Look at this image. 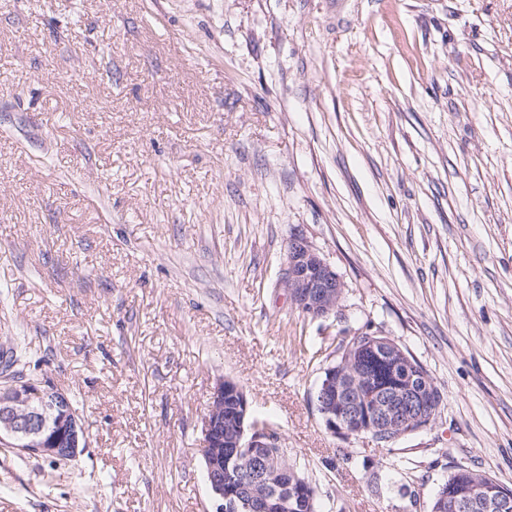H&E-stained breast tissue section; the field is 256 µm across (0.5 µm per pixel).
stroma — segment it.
Wrapping results in <instances>:
<instances>
[{
	"label": "stroma",
	"mask_w": 512,
	"mask_h": 512,
	"mask_svg": "<svg viewBox=\"0 0 512 512\" xmlns=\"http://www.w3.org/2000/svg\"><path fill=\"white\" fill-rule=\"evenodd\" d=\"M301 235L342 277L303 315ZM388 336L427 429L328 432L336 345ZM74 394L87 445L0 444V512H208L225 379L321 512L512 488V0H0V350ZM282 283L292 304L312 318L336 311L345 288L336 270L302 236L289 241ZM460 484L470 490L475 487H479L482 489L483 493H487L488 491H493L494 493L507 491L512 494V488L502 485L490 475L459 468L452 472L448 476V479L438 487L436 494L430 502L429 511L448 512V509H450L451 512H471L477 503L473 498H454L450 500V503L448 504V498Z\"/></svg>",
	"instance_id": "35a3bbf8"
}]
</instances>
